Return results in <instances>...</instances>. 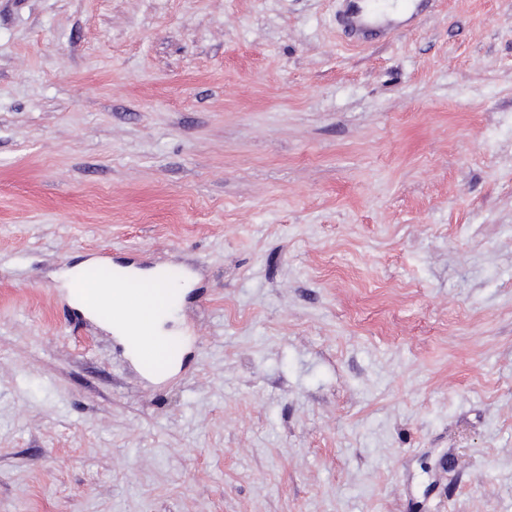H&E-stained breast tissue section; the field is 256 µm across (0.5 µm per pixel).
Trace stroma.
<instances>
[{"instance_id":"35a3bbf8","label":"stroma","mask_w":512,"mask_h":512,"mask_svg":"<svg viewBox=\"0 0 512 512\" xmlns=\"http://www.w3.org/2000/svg\"><path fill=\"white\" fill-rule=\"evenodd\" d=\"M411 2L0 0V512H512V0ZM346 9L343 22L353 31L361 35H367L370 31L369 14L361 0H346ZM359 4H363L360 6ZM88 266L89 265L87 264V262L83 261V262L73 265L70 268L63 270L60 273V277L64 280L67 288L70 289V294H71L72 300L76 301L80 305V309L87 315H89V314L83 306L84 302H83L82 298L74 291V288L79 282L84 281L85 278L87 277V267ZM73 294H74V296H73ZM115 269V270H114ZM114 270V271H113ZM111 270V277L108 280L112 283V271L115 284L119 288H138L142 296V311L134 315L126 324L128 317L133 314L138 305L137 293L134 290H112L109 283H101L98 288L100 294L108 297L109 310L112 321L107 320V325L112 333L122 339L129 340V336L135 335L140 329V324L149 323L153 331V336L157 339H164L172 336L170 332L164 329V324L173 318V314L180 302V289L157 288L153 278L156 276L146 275L144 272L138 273L125 267L116 266ZM177 301L175 308H170L174 301ZM141 322V323H140ZM114 323V324H112ZM145 334L140 331L137 336L130 339L134 345L141 343Z\"/></svg>"}]
</instances>
